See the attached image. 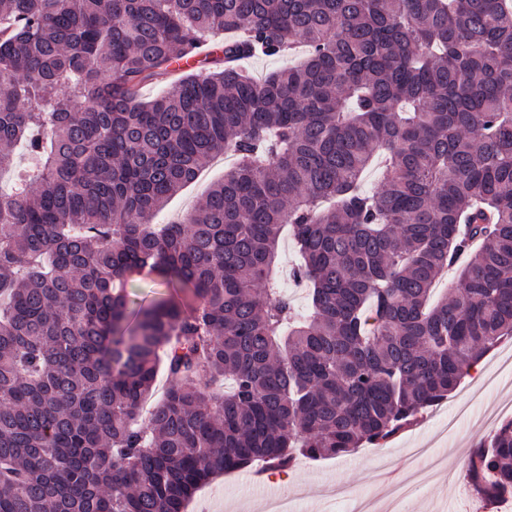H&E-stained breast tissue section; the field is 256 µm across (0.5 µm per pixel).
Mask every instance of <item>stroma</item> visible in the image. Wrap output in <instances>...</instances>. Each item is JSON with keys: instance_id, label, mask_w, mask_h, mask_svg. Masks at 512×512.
<instances>
[{"instance_id": "stroma-1", "label": "stroma", "mask_w": 512, "mask_h": 512, "mask_svg": "<svg viewBox=\"0 0 512 512\" xmlns=\"http://www.w3.org/2000/svg\"><path fill=\"white\" fill-rule=\"evenodd\" d=\"M229 167L223 156L214 157L192 185L171 199L158 223L178 221L191 211ZM477 380L474 374L464 378L441 402L440 415L427 416L396 435L383 449L367 447L321 461L302 458L286 471L261 476L242 469L201 486L188 512H262L266 501L282 491L292 496L295 512H351L358 499L383 500L391 480L405 478V451L409 448L427 449L430 456L443 460L455 478H421L400 502V512H477L479 498L465 478V462L472 448L492 431V413L512 399V376H502L497 387L485 391L473 404L469 397ZM465 402L471 405L468 414L457 417V406Z\"/></svg>"}]
</instances>
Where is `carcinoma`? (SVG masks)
<instances>
[{
	"label": "carcinoma",
	"mask_w": 512,
	"mask_h": 512,
	"mask_svg": "<svg viewBox=\"0 0 512 512\" xmlns=\"http://www.w3.org/2000/svg\"><path fill=\"white\" fill-rule=\"evenodd\" d=\"M220 32V65L141 98ZM296 44L262 81L236 65ZM226 151L224 180L153 224ZM21 154L0 188V512H184L218 475L381 447L512 336V0H0V171ZM144 275L185 298L124 329ZM466 472L512 494V420ZM281 264L279 286L282 293L288 295L297 311L303 312L308 305V292L302 284H297L289 277V271L296 262V248L288 232L284 233L280 243Z\"/></svg>",
	"instance_id": "cac0c4a2"
}]
</instances>
